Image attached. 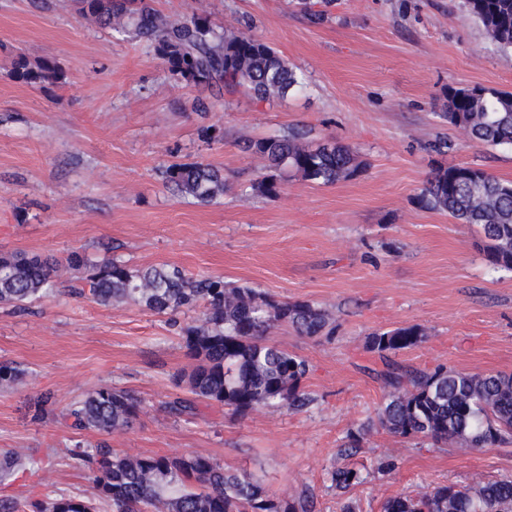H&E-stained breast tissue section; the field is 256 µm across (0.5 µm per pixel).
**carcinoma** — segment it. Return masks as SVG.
<instances>
[{"label": "carcinoma", "mask_w": 512, "mask_h": 512, "mask_svg": "<svg viewBox=\"0 0 512 512\" xmlns=\"http://www.w3.org/2000/svg\"><path fill=\"white\" fill-rule=\"evenodd\" d=\"M79 18L90 19L141 42L162 60L168 73L186 86L240 88L260 99L284 98L304 78L268 43L243 29L214 25L210 15L176 17L157 9L154 0H73ZM313 24L328 19L297 0ZM468 12L482 25L489 42L512 51V0H466ZM15 75L27 83H52L61 71L53 60L15 61ZM442 119L482 146H512V92L495 87H449ZM246 149L262 160L252 188L265 197L279 194L284 174L317 185H332L361 173L363 162L349 145L314 143L305 128H291L250 142ZM163 183L200 204L224 195V173L201 161L174 163L160 171ZM418 201L448 213L461 224L480 228L488 243L486 259L495 270L512 272V181L473 166H440L427 179ZM79 275L63 280L57 264L25 253H0V305L22 307L55 293L86 297L103 306L134 302L158 315L175 316L201 309V317L178 325L184 347L196 365L180 381L190 396L176 397L166 409L194 415L197 404H220L235 414L269 406L306 408L301 389L307 360L268 340L271 329L286 324L319 341L332 339V314L308 302L279 301L256 288L229 286L219 278H194L176 266L132 269L122 261H91L77 253L67 259ZM418 325L377 331L365 349L378 355L374 371L384 390L373 425L404 439L430 441L461 450L512 446V374L470 373L438 366L410 368L393 359L423 341ZM24 375L0 362V386ZM143 410L128 390L101 386L60 412L74 431L110 434L128 428ZM88 472L94 498L58 495L0 503V512H311L312 496H279L245 471L226 470L202 455H119L105 445L74 453ZM40 459L17 452L0 457V482L14 472L42 468ZM361 472L339 467L331 483L345 492L362 484ZM383 512H512V477L472 485L444 484L417 496L386 500Z\"/></svg>", "instance_id": "obj_1"}]
</instances>
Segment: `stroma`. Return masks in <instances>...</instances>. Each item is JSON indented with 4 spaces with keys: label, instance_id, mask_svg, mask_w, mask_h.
I'll return each instance as SVG.
<instances>
[{
    "label": "stroma",
    "instance_id": "1",
    "mask_svg": "<svg viewBox=\"0 0 512 512\" xmlns=\"http://www.w3.org/2000/svg\"><path fill=\"white\" fill-rule=\"evenodd\" d=\"M155 5L181 16L203 9L227 28L249 24L304 73L306 89L257 100L186 87L145 46L78 18L72 0H0V252L177 266L331 308L335 338L319 343L284 325L270 332L310 365L304 410L241 417L213 404L175 417L164 404L186 396L174 378L194 362L168 316L67 294L23 312L0 305V362L25 371L0 388V455L23 452L46 465L0 485V500L91 495L86 470L50 451L101 442L126 455H204L257 474L277 495L308 491L316 512H339L347 500L357 512H381L401 493L512 477V447L434 448L379 430L344 449L383 397L372 376L382 363L365 349L373 332L424 329L423 342L398 354L404 365L512 373V273L490 269L475 227L417 200L441 165L512 181V147L472 144L440 118L449 87L512 91V55L489 43L462 0H334L319 25L288 0ZM20 54L54 59L61 79L19 81ZM297 124L312 139L356 148L364 170L330 186L291 176L278 196L256 194L258 160L245 143ZM207 125L220 126L223 140L205 142ZM439 138L447 153L431 151ZM194 161L224 173L214 203L163 185L160 168ZM102 385L142 398L132 427L78 433L56 418ZM387 458L395 468L385 473ZM339 466L359 469L364 484L336 491L330 473Z\"/></svg>",
    "mask_w": 512,
    "mask_h": 512
}]
</instances>
